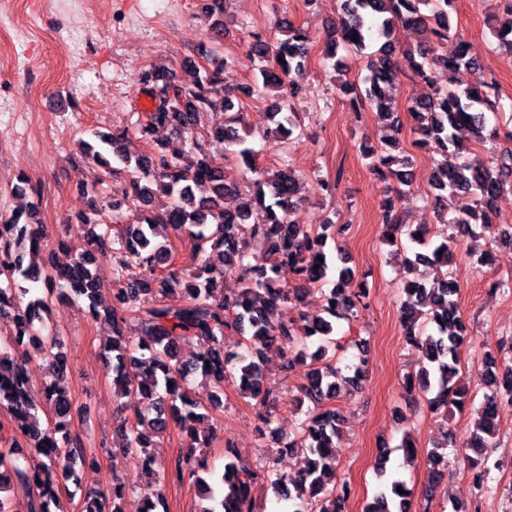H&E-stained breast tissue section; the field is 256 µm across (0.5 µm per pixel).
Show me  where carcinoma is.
I'll return each instance as SVG.
<instances>
[{"label":"carcinoma","instance_id":"1","mask_svg":"<svg viewBox=\"0 0 512 512\" xmlns=\"http://www.w3.org/2000/svg\"><path fill=\"white\" fill-rule=\"evenodd\" d=\"M455 0H342L340 27L327 42L326 58L336 56V40L367 59L366 74L358 81L351 99L355 107L376 113L382 124L380 145H361L370 168L386 169L401 186H409L411 159L391 154L402 130L398 104L388 93L403 70L427 84L431 92L415 99L408 108L415 122L419 144L432 148L438 158L431 171L434 203L442 214L440 231L425 227L409 233L416 245L408 269L417 264L447 267L453 261L452 245L459 235H480L492 230L490 215L498 198L512 191V149H493L489 164L466 160L469 147L457 129L465 127L481 142L498 139L499 131L488 125L487 113L497 111V90L482 77L469 44L452 33L450 12ZM202 13L210 19L208 42L198 55L207 66L195 68L191 84L180 82L170 68L154 66L143 74V86L158 100L157 106L133 123L131 129L94 131L92 139L78 143L80 152L110 177L126 174L118 193L99 201L91 193L87 208L76 215L78 228L90 248L54 273L40 261L41 239L32 227V211L0 216V317L12 320L14 333L0 339V409L6 411L32 452L41 456L36 466L23 464L15 449H0V512H11V499L4 493L17 486L32 497L30 512H64L57 474L72 481L80 495L81 512H123V486L118 482L109 494L83 490L75 470L76 456L84 454L72 431L74 402L67 385L68 358L64 342L50 326L57 302L83 300L93 319H98L100 280L93 267L92 252L112 243L115 263L112 280L117 289L115 308L107 313L110 326L102 358L112 371V391L117 399L139 395L144 407L121 425L123 446L112 452L146 461L144 512H168L160 490L167 478L195 487L200 499L196 512H256L254 489L269 488L288 502L289 512H344L348 486L336 477V437L340 418L335 406L341 390L355 388L359 375L343 377L327 360L336 333V321L358 313L367 297L363 286L344 266L341 253L326 251L327 241L344 231L329 220L314 228L296 224L290 213L296 207L299 178L281 158L276 168L255 171L258 151L240 136L226 116L233 110V95L224 88L223 63L215 58L214 46L224 40V0H208ZM424 31L427 41L413 50L398 45V25ZM283 38L270 44L257 38L256 67L252 91L272 93L271 119L275 133L292 137L300 129L290 101L297 96L299 79L309 57L306 30L284 25ZM499 46L512 53V2L506 3L492 27ZM448 74V86L435 83V75ZM205 114L210 124L202 125ZM171 129V137L149 151L128 149L129 132L147 136L153 127ZM225 145V154L242 161L256 179L247 193L224 183V173L206 159L205 146ZM244 196L234 210L224 208V195ZM264 208L267 222L244 230L252 206ZM121 214L136 212L128 224L112 228L102 223L105 210ZM189 235L199 241V252L182 268L173 267L170 235ZM222 265L210 262L211 255ZM241 270L238 284L217 293L224 282V266ZM336 281L324 295V315H307L297 302L303 283ZM401 322L407 339L424 349L425 362L406 387L418 389L431 410L448 418V406L466 402L469 384L460 380V347L467 340L466 325L459 314L457 283L443 275L427 283L404 282ZM281 309L272 320L270 312ZM196 339L206 341L204 350L185 359L183 348ZM45 352L53 382L44 391V409L52 416L42 426L39 407L29 397L26 361L28 347ZM275 349L282 369L306 368V384L299 403L312 409L298 433L282 442L281 449L300 453L306 459L304 473L291 476L268 460L259 469L243 464L230 444L224 448V472L208 479L206 449L209 437L194 428L208 412L189 393V378L201 375L214 388V399L224 393V383L238 375V389L258 408L264 428L275 416L267 407L272 395L265 370L266 351ZM480 384L491 390L479 408L476 431L464 448L475 454L471 460L475 484H483L490 470L488 448L498 429V411L503 399L512 403V366L501 367L495 353L486 354ZM175 424L185 437L186 451L170 473L155 469L149 451L154 439ZM447 445L427 451V460L441 479L448 468ZM392 448H382L376 460L380 485L364 512H410L408 489L403 481L388 475ZM403 493H398V489Z\"/></svg>","mask_w":512,"mask_h":512}]
</instances>
